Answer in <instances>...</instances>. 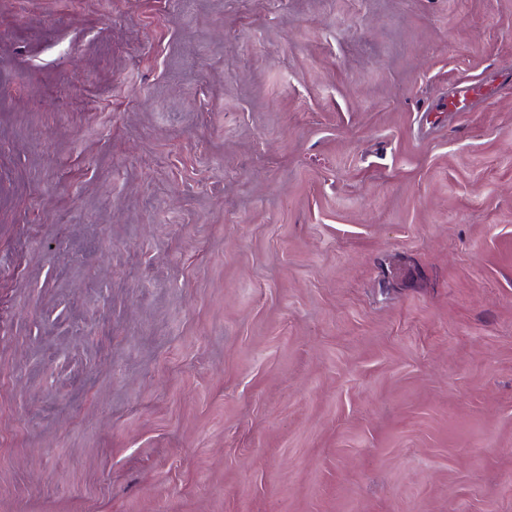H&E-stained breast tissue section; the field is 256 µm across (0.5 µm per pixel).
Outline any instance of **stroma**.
<instances>
[{"mask_svg":"<svg viewBox=\"0 0 512 512\" xmlns=\"http://www.w3.org/2000/svg\"><path fill=\"white\" fill-rule=\"evenodd\" d=\"M512 0H0V512H512Z\"/></svg>","mask_w":512,"mask_h":512,"instance_id":"35a3bbf8","label":"stroma"}]
</instances>
